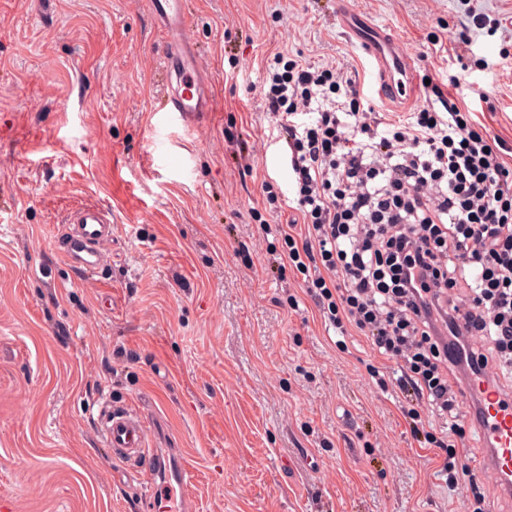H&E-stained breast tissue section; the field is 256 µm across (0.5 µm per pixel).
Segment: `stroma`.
Segmentation results:
<instances>
[{
	"label": "stroma",
	"mask_w": 512,
	"mask_h": 512,
	"mask_svg": "<svg viewBox=\"0 0 512 512\" xmlns=\"http://www.w3.org/2000/svg\"><path fill=\"white\" fill-rule=\"evenodd\" d=\"M214 115L164 126L151 0H0V500L10 512H145L148 471L111 461L96 419L140 408L149 444L182 454L196 512H465L396 386L400 366L328 330L307 285L269 269L293 211L290 153L260 96L276 53L354 70L391 120L331 0H187ZM512 147V0H348ZM503 18L500 29L472 17ZM449 87V86H448ZM248 137L245 161L226 130ZM285 207L262 229L267 193ZM82 203L114 225L99 277L58 248ZM297 296L291 308L289 296ZM494 512H512L476 433L457 450Z\"/></svg>",
	"instance_id": "35a3bbf8"
}]
</instances>
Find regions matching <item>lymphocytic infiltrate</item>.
Returning <instances> with one entry per match:
<instances>
[{
    "mask_svg": "<svg viewBox=\"0 0 512 512\" xmlns=\"http://www.w3.org/2000/svg\"><path fill=\"white\" fill-rule=\"evenodd\" d=\"M261 95L297 187L283 258L325 321L400 363L403 414L413 434L446 449L439 472L457 487L466 477L456 460L466 412L450 373L485 377L499 390L498 367L512 366L506 143L439 86L428 85L413 116L386 125L347 69L283 54ZM310 111L315 121L299 125ZM427 413L446 430L424 431Z\"/></svg>",
    "mask_w": 512,
    "mask_h": 512,
    "instance_id": "lymphocytic-infiltrate-1",
    "label": "lymphocytic infiltrate"
}]
</instances>
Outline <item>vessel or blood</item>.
Masks as SVG:
<instances>
[{"label":"vessel or blood","mask_w":512,"mask_h":512,"mask_svg":"<svg viewBox=\"0 0 512 512\" xmlns=\"http://www.w3.org/2000/svg\"><path fill=\"white\" fill-rule=\"evenodd\" d=\"M153 13L165 35L162 62L171 84L158 109L182 125L199 122L216 109L208 76L187 39L190 16L184 0H152ZM337 20L348 38L366 53L380 97L397 104L413 101L417 79L407 49L358 13L337 7ZM112 239V221L95 205L73 207L65 219L59 249L67 263L84 275L101 272L106 264L104 247ZM460 387L464 400L476 416V433L482 441L486 469L499 487L512 496V402L505 404L484 379L470 377ZM98 424L111 460L136 467L148 464L157 481L146 502L150 512H171L161 485H186L188 471L183 463L167 462L148 446V422L142 412L112 401L98 413Z\"/></svg>","instance_id":"1"}]
</instances>
